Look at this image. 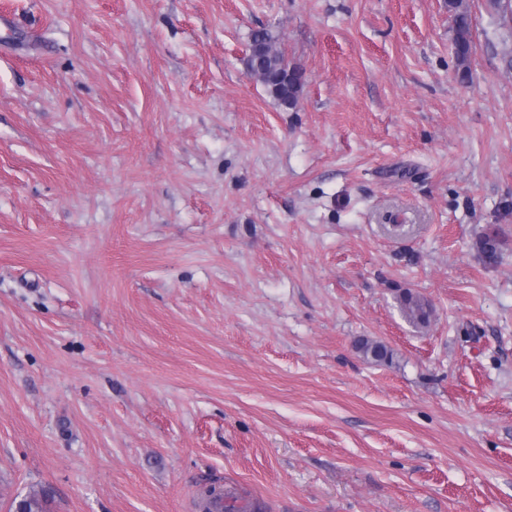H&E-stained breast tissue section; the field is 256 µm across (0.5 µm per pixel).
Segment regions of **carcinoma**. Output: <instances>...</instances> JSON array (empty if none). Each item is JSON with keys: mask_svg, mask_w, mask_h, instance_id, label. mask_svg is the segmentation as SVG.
Returning a JSON list of instances; mask_svg holds the SVG:
<instances>
[{"mask_svg": "<svg viewBox=\"0 0 512 512\" xmlns=\"http://www.w3.org/2000/svg\"><path fill=\"white\" fill-rule=\"evenodd\" d=\"M502 26H512V0H488ZM448 12L454 22L453 49L460 78L469 79L468 61L472 52L471 17L466 0H448ZM247 65L254 76L264 85L278 105L284 109H295L303 92V71L291 64L288 57L277 46L273 35L265 30L255 31L250 38ZM405 316L412 322L425 323L430 310L411 292L400 297ZM358 350L364 357L375 362H389L392 352L382 343L362 339ZM24 512H51L50 495L45 490L34 491L22 498Z\"/></svg>", "mask_w": 512, "mask_h": 512, "instance_id": "1", "label": "carcinoma"}]
</instances>
